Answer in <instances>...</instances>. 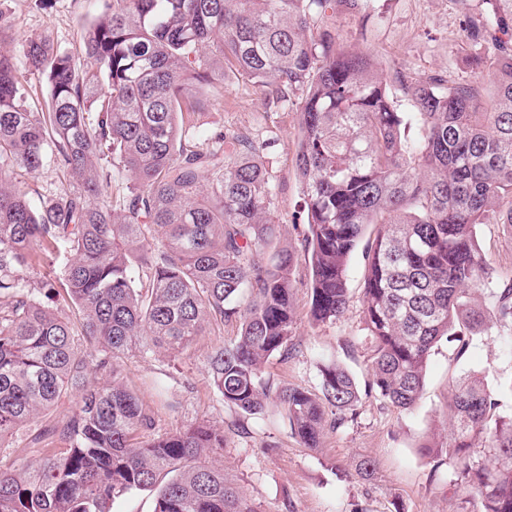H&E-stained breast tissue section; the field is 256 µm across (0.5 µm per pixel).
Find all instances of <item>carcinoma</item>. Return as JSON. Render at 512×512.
I'll return each mask as SVG.
<instances>
[{
	"mask_svg": "<svg viewBox=\"0 0 512 512\" xmlns=\"http://www.w3.org/2000/svg\"><path fill=\"white\" fill-rule=\"evenodd\" d=\"M343 2L103 0L82 57L48 37L28 42V68L48 87L41 112L0 48V448L35 456L0 462V512H112L146 491L153 512H255L210 461L224 428L154 433L121 362L180 352L234 323V339L210 356V380L225 406L261 413L271 389L262 366L289 353L297 266L310 268L311 320H338L348 260L370 225L361 301L372 379L362 390L330 363L318 392L277 390L305 447L356 416L364 395L410 409L435 344L489 329L481 294L512 323V282L496 280L477 234L481 224L512 234V0H476L461 30L492 55L488 78L403 80L409 112L372 55L344 46L328 23ZM226 68L277 101L300 97L299 248L277 247L254 139L183 120V105L196 111ZM47 162L68 185L35 206L10 180ZM113 183L125 186L116 201ZM264 249L266 265L254 259ZM51 255L64 264L60 281L30 280L26 270ZM99 372L110 381L87 385ZM70 398L67 416L28 427ZM449 408L448 442L425 450L453 458L450 485L479 512H512V415L496 412L497 393L474 374L454 385ZM481 449L496 469L476 460Z\"/></svg>",
	"mask_w": 512,
	"mask_h": 512,
	"instance_id": "obj_1",
	"label": "carcinoma"
}]
</instances>
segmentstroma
<instances>
[{"mask_svg":"<svg viewBox=\"0 0 512 512\" xmlns=\"http://www.w3.org/2000/svg\"><path fill=\"white\" fill-rule=\"evenodd\" d=\"M9 21L8 47L31 92L33 107L47 95L41 75L24 57L28 41L50 37L62 49L81 54L80 35L100 14V0H0ZM464 15L459 0H373L369 9L339 8L332 24L352 49L371 52L396 100H403L401 78L438 75L449 81L473 80L479 74L459 30ZM207 101L193 121L207 132L247 133L260 145L274 193L269 212L281 227L283 242L299 245L306 229L300 209L301 182L295 165L299 100L274 103L272 96L242 77L225 72L206 89ZM478 237L488 265L501 281L512 280V238L500 226H480ZM363 256L348 262L351 302L343 318L314 324L308 310L309 269L295 274L296 323L289 355H274L264 372L273 386L317 390L319 367L344 366L359 385L370 378V349L363 340L361 292ZM236 326L207 331L178 356L157 350L125 359L124 375L136 386L156 418V433L210 421L227 437L222 454L225 478L251 502L255 512H476L475 502L454 493L448 482L453 462L434 461L423 447L448 439L450 386L475 373L489 388L512 375V325L493 324L473 337L465 355L454 339H441L427 361L420 399L407 411L363 399L354 420L326 431L318 447H303L283 416L277 397H269L259 416L243 417L224 406L207 367L209 355L235 337ZM369 460V480L355 471Z\"/></svg>","mask_w":512,"mask_h":512,"instance_id":"1","label":"stroma"}]
</instances>
